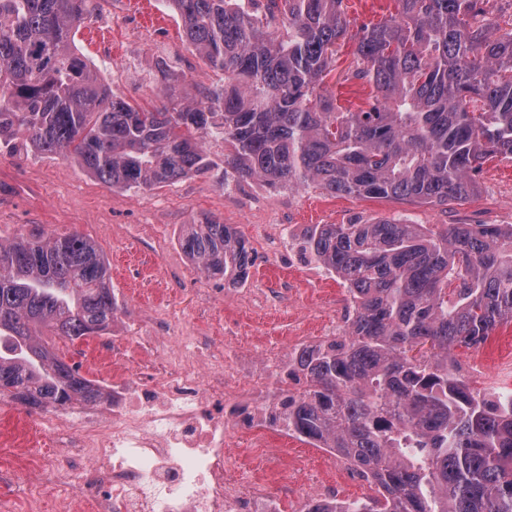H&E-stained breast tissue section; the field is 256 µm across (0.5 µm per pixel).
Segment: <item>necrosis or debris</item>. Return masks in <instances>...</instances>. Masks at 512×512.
I'll return each instance as SVG.
<instances>
[{"mask_svg":"<svg viewBox=\"0 0 512 512\" xmlns=\"http://www.w3.org/2000/svg\"><path fill=\"white\" fill-rule=\"evenodd\" d=\"M116 368L102 381L103 396L70 412H44L31 422L53 434L56 450L40 474L51 478L64 464L91 462L84 485L59 501L56 512H279L267 485L247 481L232 443L278 451L271 444L267 394L288 361L282 347L266 349L248 376H240L234 348L210 351L202 337L174 332L155 319L138 336L102 340ZM156 349L153 373L125 368L132 348Z\"/></svg>","mask_w":512,"mask_h":512,"instance_id":"obj_1","label":"necrosis or debris"}]
</instances>
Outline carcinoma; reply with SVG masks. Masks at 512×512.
I'll list each match as a JSON object with an SVG mask.
<instances>
[{"label": "carcinoma", "mask_w": 512, "mask_h": 512, "mask_svg": "<svg viewBox=\"0 0 512 512\" xmlns=\"http://www.w3.org/2000/svg\"><path fill=\"white\" fill-rule=\"evenodd\" d=\"M165 2L224 83L146 109L112 96L77 52L89 0H0V143L21 137L139 191L212 173L216 133L239 178L431 206L465 200L488 160L512 158V17H491L490 0H396L356 29L343 0H266L262 14L244 0ZM346 42L349 78L376 91L357 112L320 93ZM179 246L209 278L248 277V241L230 224H190ZM303 250L358 307L342 336L298 349L300 388L277 417L381 489L305 512H512V389L475 392L448 366L512 323V225L312 224ZM117 311L90 238L33 229L0 242V396L41 412L100 398L41 335L98 336Z\"/></svg>", "instance_id": "1"}]
</instances>
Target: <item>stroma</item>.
Returning <instances> with one entry per match:
<instances>
[{
	"label": "stroma",
	"instance_id": "1",
	"mask_svg": "<svg viewBox=\"0 0 512 512\" xmlns=\"http://www.w3.org/2000/svg\"><path fill=\"white\" fill-rule=\"evenodd\" d=\"M90 0V17L76 35L79 51L98 70L116 97L147 108L167 104L170 95L198 96L219 76L186 40L180 18L163 0ZM170 67L168 82L155 69ZM354 47L340 49L333 71L321 88L343 109L364 108L372 90L348 81ZM478 190L445 207L410 205L387 199L330 195L317 188L272 187L233 174L193 176L160 188L120 191L102 183L63 156H46L20 146L0 144V240L10 241L32 228L62 234L80 232L102 251L110 286L120 309L114 327L132 331L154 316L171 330L189 329L223 351L225 331L234 328L255 349L287 343L296 336H320L336 318L343 282L324 274L321 265L289 258L278 248L289 232L311 224H347L407 217L417 224H512V161L489 160L477 178ZM215 219L242 232L257 253L244 284L227 287L206 277L178 245L189 224ZM60 356L82 348L80 368L96 380L113 371L112 356L96 339L73 344L49 337ZM456 360L475 388L493 392L512 388V324L496 329L476 349L459 348ZM31 415L16 405L11 418L0 417V503L7 512H54L55 498L83 481L71 469L53 483L37 478L48 454L45 439L24 433ZM243 476L288 487L291 498L281 512H303L299 492L309 480L337 485L342 499L370 495L368 485L340 475L311 443L288 438L280 457L263 459L256 449L234 448Z\"/></svg>",
	"mask_w": 512,
	"mask_h": 512
}]
</instances>
